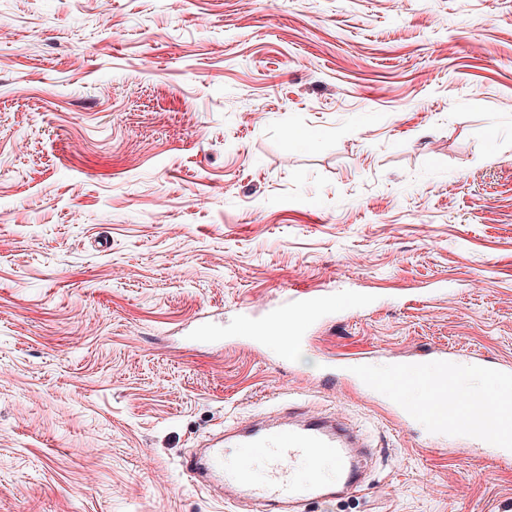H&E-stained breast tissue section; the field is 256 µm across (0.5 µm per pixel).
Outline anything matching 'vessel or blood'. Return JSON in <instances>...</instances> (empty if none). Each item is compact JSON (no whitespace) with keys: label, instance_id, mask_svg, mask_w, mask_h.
Segmentation results:
<instances>
[{"label":"vessel or blood","instance_id":"b4317fda","mask_svg":"<svg viewBox=\"0 0 512 512\" xmlns=\"http://www.w3.org/2000/svg\"><path fill=\"white\" fill-rule=\"evenodd\" d=\"M291 301L286 315L311 319L331 298L300 292ZM466 365L491 388L486 407L492 416L476 435V442L481 447L512 454V367L478 358L467 360ZM423 376L422 369L413 364L379 370L360 361L352 366L350 379L371 394L398 399L400 422L428 419L432 434L440 439L461 433L458 416L464 407L456 397L452 376L445 374L431 383L428 399L414 405L400 402L408 380ZM233 448L252 449L255 462L232 461L229 451ZM182 468L198 486L224 489L272 508L273 512H285L289 507L305 512L309 504L332 500L360 481L350 435L335 422L323 419L253 423L191 453Z\"/></svg>","mask_w":512,"mask_h":512}]
</instances>
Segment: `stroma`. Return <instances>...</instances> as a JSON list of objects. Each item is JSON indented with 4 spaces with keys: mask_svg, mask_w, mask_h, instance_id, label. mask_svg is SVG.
Here are the masks:
<instances>
[{
    "mask_svg": "<svg viewBox=\"0 0 512 512\" xmlns=\"http://www.w3.org/2000/svg\"><path fill=\"white\" fill-rule=\"evenodd\" d=\"M504 98L512 0H0V512H262L181 462L289 406L374 450L307 512H512L342 366L512 362ZM293 304L282 310L277 318L282 320L284 316H300L307 319H312L316 314L326 305L333 301L329 295H310L308 292H298L289 298V302Z\"/></svg>",
    "mask_w": 512,
    "mask_h": 512,
    "instance_id": "35a3bbf8",
    "label": "stroma"
}]
</instances>
